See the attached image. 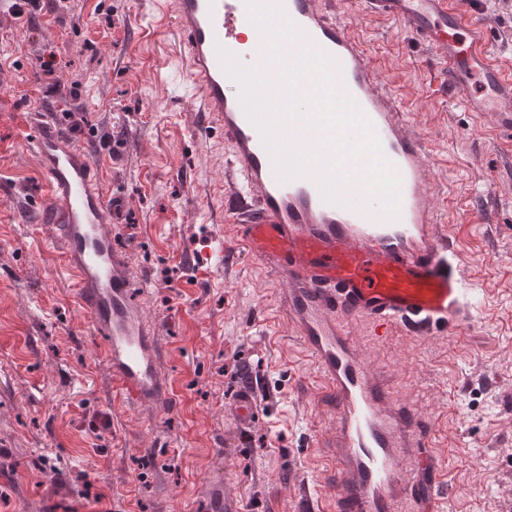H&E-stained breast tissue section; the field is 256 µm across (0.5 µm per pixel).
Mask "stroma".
I'll list each match as a JSON object with an SVG mask.
<instances>
[{
  "label": "stroma",
  "mask_w": 512,
  "mask_h": 512,
  "mask_svg": "<svg viewBox=\"0 0 512 512\" xmlns=\"http://www.w3.org/2000/svg\"><path fill=\"white\" fill-rule=\"evenodd\" d=\"M43 2L30 18L0 6V512H204L219 480L243 512H334L324 475L336 408L288 318L286 277L224 239L229 149L201 127L174 19L157 25L155 0ZM339 16L405 93L472 303L431 336L377 339L358 320L348 330L447 461L444 512H512V145L441 90L443 59L399 22L360 15L354 0ZM37 113L123 195L112 237L165 346L170 402L109 393L104 338L76 302L21 137ZM244 381L261 399L245 435L229 415Z\"/></svg>",
  "instance_id": "1"
}]
</instances>
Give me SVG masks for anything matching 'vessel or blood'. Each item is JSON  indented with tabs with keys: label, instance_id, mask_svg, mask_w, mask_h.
Instances as JSON below:
<instances>
[{
	"label": "vessel or blood",
	"instance_id": "obj_1",
	"mask_svg": "<svg viewBox=\"0 0 512 512\" xmlns=\"http://www.w3.org/2000/svg\"><path fill=\"white\" fill-rule=\"evenodd\" d=\"M363 12L398 20L418 41L445 54L448 91L470 111L486 114L493 129L512 137V73L491 57L480 0H360ZM300 34L289 57L310 47L330 55L339 86L378 137L400 178L398 215L383 218L379 205L358 196L361 166L318 176L282 179L258 127L218 52L239 54L243 66L261 61L262 34L240 0H160V17L174 18L184 37L189 80L207 127L230 149L224 163L226 212L249 254L285 271L288 311L325 388L337 405L330 445L336 512H438L446 467L421 456L411 418L389 404L345 329L358 319L375 333L391 328L429 336L449 319L469 314V290L449 264L448 241L438 235L423 142L397 95L383 82L363 43L337 16L336 0H281ZM23 138L40 160L55 208L80 308L105 336L104 361L112 392L124 402L162 403L170 386L157 373L164 347L130 302L129 273L112 247L107 214L116 206L103 193L86 154L39 116ZM252 385L233 399L236 428L258 420Z\"/></svg>",
	"mask_w": 512,
	"mask_h": 512
}]
</instances>
